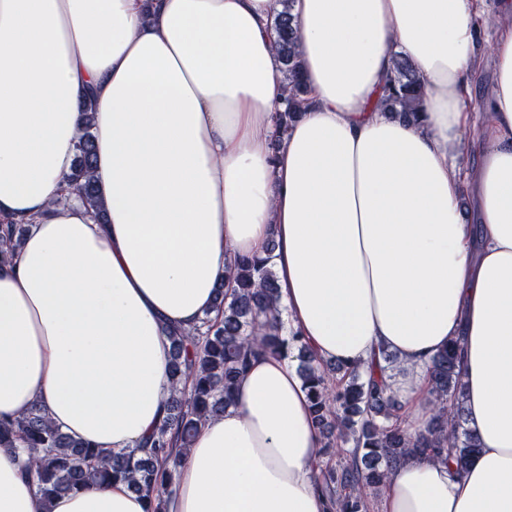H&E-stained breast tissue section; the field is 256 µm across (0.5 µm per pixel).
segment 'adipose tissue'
Wrapping results in <instances>:
<instances>
[{
	"label": "adipose tissue",
	"instance_id": "ef3b65f1",
	"mask_svg": "<svg viewBox=\"0 0 512 512\" xmlns=\"http://www.w3.org/2000/svg\"><path fill=\"white\" fill-rule=\"evenodd\" d=\"M274 0H0V223H26L0 269V417L40 403L120 452L165 417L168 328L216 316L236 256L271 257L287 332L387 382L401 424L432 415L431 365L458 345L464 472L388 469L380 512H512V27L482 114L477 0H292L302 115L277 135ZM403 54L416 121L377 100ZM96 110L105 218L69 195L81 105ZM321 436L292 357L261 355L198 433L167 512H329ZM0 512H146L126 484L44 504L0 448Z\"/></svg>",
	"mask_w": 512,
	"mask_h": 512
}]
</instances>
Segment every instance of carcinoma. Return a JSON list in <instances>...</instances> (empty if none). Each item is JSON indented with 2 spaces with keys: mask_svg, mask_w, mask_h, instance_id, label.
Here are the masks:
<instances>
[{
  "mask_svg": "<svg viewBox=\"0 0 512 512\" xmlns=\"http://www.w3.org/2000/svg\"><path fill=\"white\" fill-rule=\"evenodd\" d=\"M291 0H275L277 59L284 98L274 116L279 132L304 112L307 87L300 72L298 21ZM422 92L412 62L397 53L378 107L407 119L421 111ZM85 117L74 168L67 182L79 200L99 212L102 203L93 180L95 148ZM26 227L11 224L0 240V265L14 263ZM278 287L268 260L237 257L228 266L227 286H219L217 308L223 318L206 316L191 332H171L172 395L168 415L156 426L149 444L112 453L77 440L52 424L38 403L15 418L0 420V448L24 457L26 473L37 493L53 499L114 481L127 483L147 501L146 512H165L175 476L192 441L213 417L234 401L236 379L259 354L288 355L296 351L307 388L313 421L319 428L321 452L352 442L344 461L320 470L316 480L336 506L335 512H368L366 489L382 486L385 471L406 456L428 450L461 472L475 448L463 428V406L456 345L432 360L436 412L425 430L413 435L394 423L400 404L384 377L395 361L383 352L385 365L366 369L317 359L294 333H281L275 316Z\"/></svg>",
  "mask_w": 512,
  "mask_h": 512,
  "instance_id": "cac0c4a2",
  "label": "carcinoma"
}]
</instances>
